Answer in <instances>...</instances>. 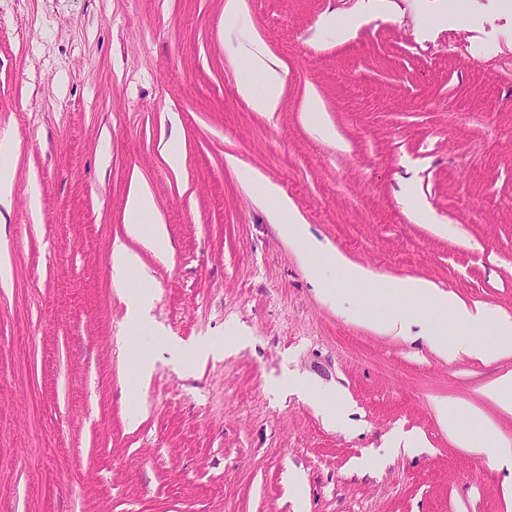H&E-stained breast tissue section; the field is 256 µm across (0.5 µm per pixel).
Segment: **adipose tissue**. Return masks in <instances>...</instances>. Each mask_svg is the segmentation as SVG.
I'll list each match as a JSON object with an SVG mask.
<instances>
[{"mask_svg":"<svg viewBox=\"0 0 512 512\" xmlns=\"http://www.w3.org/2000/svg\"><path fill=\"white\" fill-rule=\"evenodd\" d=\"M251 71L260 73L264 88L255 92L250 80H241L239 92L249 98L255 110L266 113L277 112L280 105V93L284 83L282 75L263 57L262 52H255L250 57ZM253 182L260 188V199L268 203L270 218L277 225L280 233L295 243L308 260L309 272L314 278H322L327 266L340 268L346 281L355 287L376 286L381 297L400 295L422 302L429 307L448 314L452 321L466 324L473 331L480 332L486 327H493L497 336L494 346L485 347L471 339L463 337L449 338L446 329L429 326L425 335L433 349L443 357L453 360L459 355H467L483 361H491L501 355L512 352V316L492 310L481 304H467L451 293L436 288L431 283L420 279L399 281H382L367 267L351 264L341 253L312 240L306 233V226L293 202L275 184L260 174H253ZM153 195L147 185L134 183L129 191L126 205V222L131 237L143 243L158 255H165L167 230L163 222H155L151 232H143L141 220L145 215L156 214ZM112 280L114 288L124 291L128 297L130 321L133 327L144 328L143 309L149 297L148 287L128 288L131 271L139 269L140 260L124 243L114 242L111 252Z\"/></svg>","mask_w":512,"mask_h":512,"instance_id":"obj_1","label":"adipose tissue"}]
</instances>
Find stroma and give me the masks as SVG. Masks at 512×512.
<instances>
[{"mask_svg": "<svg viewBox=\"0 0 512 512\" xmlns=\"http://www.w3.org/2000/svg\"><path fill=\"white\" fill-rule=\"evenodd\" d=\"M224 2L0 0V512H512V476L483 454L512 442V411L483 394L512 354L450 361L389 334L395 314L471 330L338 269L327 301L249 185L279 186L313 238L379 277L512 315V9L241 0L230 21ZM338 15L360 16L351 37ZM254 42L285 78L271 116L237 91ZM138 180L162 258L127 234ZM118 239L152 277L157 335L112 285ZM207 337L231 343L188 370L167 346ZM294 373L319 399L279 390ZM443 400L480 423L448 432ZM401 433L422 452L388 453ZM13 145L6 137L0 140V206L9 211L13 190V168L11 158Z\"/></svg>", "mask_w": 512, "mask_h": 512, "instance_id": "35a3bbf8", "label": "stroma"}]
</instances>
